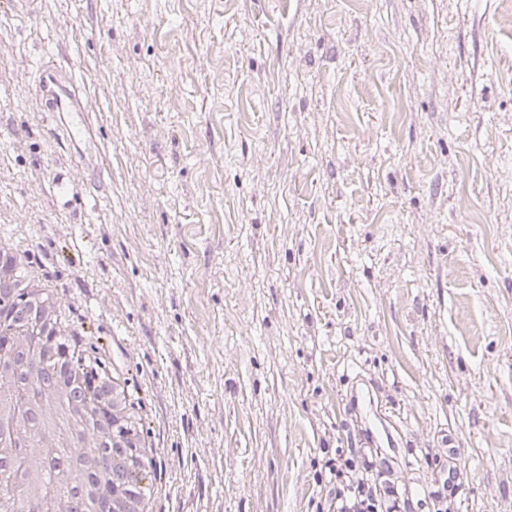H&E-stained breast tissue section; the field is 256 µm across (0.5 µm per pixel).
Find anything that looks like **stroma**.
<instances>
[{"mask_svg": "<svg viewBox=\"0 0 512 512\" xmlns=\"http://www.w3.org/2000/svg\"><path fill=\"white\" fill-rule=\"evenodd\" d=\"M510 5L0 0V240L128 375L152 512H314L358 376L416 512L450 435V512H512ZM69 87V77L60 70L49 55L45 58L39 69V84L37 96L40 98L44 112L61 114H83L95 112L98 101L90 96L80 95L72 83ZM63 97V98H62ZM62 120V119H61Z\"/></svg>", "mask_w": 512, "mask_h": 512, "instance_id": "35a3bbf8", "label": "stroma"}]
</instances>
